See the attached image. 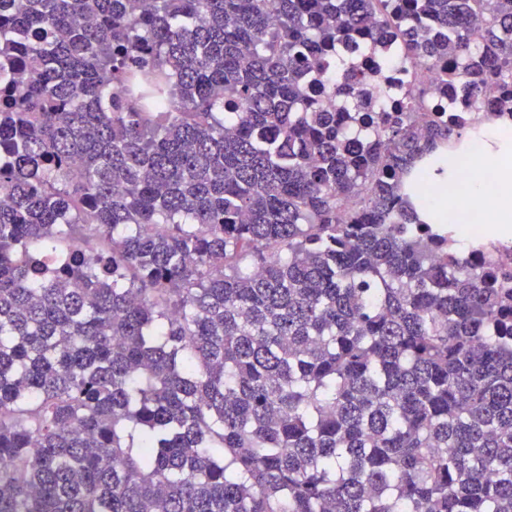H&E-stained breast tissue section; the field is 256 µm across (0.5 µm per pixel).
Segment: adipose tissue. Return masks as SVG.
<instances>
[{"instance_id": "1", "label": "adipose tissue", "mask_w": 512, "mask_h": 512, "mask_svg": "<svg viewBox=\"0 0 512 512\" xmlns=\"http://www.w3.org/2000/svg\"><path fill=\"white\" fill-rule=\"evenodd\" d=\"M473 162L469 178L444 163L442 173L425 174L426 159L415 162L405 191L423 224H462L480 204L488 224H512V124L485 121L478 139L468 142Z\"/></svg>"}]
</instances>
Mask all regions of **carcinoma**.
I'll return each instance as SVG.
<instances>
[{
  "instance_id": "obj_1",
  "label": "carcinoma",
  "mask_w": 512,
  "mask_h": 512,
  "mask_svg": "<svg viewBox=\"0 0 512 512\" xmlns=\"http://www.w3.org/2000/svg\"><path fill=\"white\" fill-rule=\"evenodd\" d=\"M487 105L512 0H0V512H512V269L403 193ZM373 58L377 65V70L374 71V74L377 77L381 78V85L386 83V80H391L395 83L396 86H393L392 95L386 99V106H392L398 100L401 99L405 90L408 88V83H419L424 85L431 84L435 79V74L432 71L428 70H418V71H405L400 72L397 76L400 78H393L395 76L396 69L393 68L387 62V51L379 54H374Z\"/></svg>"
}]
</instances>
